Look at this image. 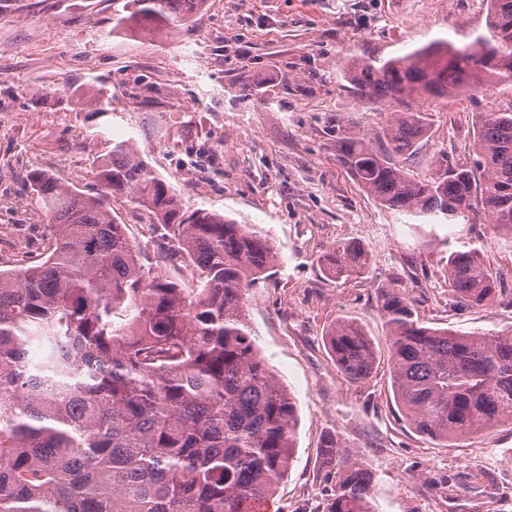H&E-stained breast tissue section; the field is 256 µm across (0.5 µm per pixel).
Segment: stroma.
<instances>
[{"instance_id": "stroma-1", "label": "stroma", "mask_w": 512, "mask_h": 512, "mask_svg": "<svg viewBox=\"0 0 512 512\" xmlns=\"http://www.w3.org/2000/svg\"><path fill=\"white\" fill-rule=\"evenodd\" d=\"M485 0H206L185 21L115 27L112 0H0V269L38 259L51 228L30 172L96 195L95 163L127 141L189 209L222 213L267 235L280 263L244 302L257 347L298 407L297 448L269 512H326L343 454L373 472L378 512H512V424L458 441L414 432L393 399L376 297L398 283L430 327L512 328V238L483 215L449 224L380 206L336 159V131L373 136L391 109L361 102L347 61L406 56L483 31ZM512 107V79L492 91L431 99L429 138L411 168L470 158L473 116ZM112 210L134 245L157 253L160 230L124 197ZM354 241L361 275L325 276L319 258ZM479 248L502 281L494 303L448 294L451 251ZM357 319L379 352L372 377L348 382L325 345ZM452 476L451 486L440 483Z\"/></svg>"}]
</instances>
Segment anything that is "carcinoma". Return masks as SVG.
I'll use <instances>...</instances> for the list:
<instances>
[{
    "label": "carcinoma",
    "instance_id": "cac0c4a2",
    "mask_svg": "<svg viewBox=\"0 0 512 512\" xmlns=\"http://www.w3.org/2000/svg\"><path fill=\"white\" fill-rule=\"evenodd\" d=\"M486 30L465 50L436 41L379 65L345 71L362 102L384 100L391 120L374 134L337 135L339 164L379 204L449 222L477 211L512 236V109L475 114L474 162L439 165L417 180L402 166L421 148L432 114L414 100L476 92L512 77V0H486ZM205 0H114L116 25L164 27ZM100 193L86 195L45 171L32 191L52 224L36 261L0 269V512H243L265 504L288 474L297 407L261 357L243 298L270 278L279 254L262 231L219 212L185 209L173 188L126 141L98 165ZM126 198L165 231L155 262L127 236L108 203ZM178 257L197 275L187 290L155 273ZM333 277L362 274L371 256L339 243L320 258ZM455 302L484 306L500 283L479 250L448 256ZM388 328L395 403L415 432L460 439L512 423V329L459 335L427 327L399 286L378 290ZM53 344L35 366L29 346ZM331 357L350 382L369 379L377 351L362 325L336 320ZM338 461L327 512H376L374 475Z\"/></svg>",
    "mask_w": 512,
    "mask_h": 512
}]
</instances>
